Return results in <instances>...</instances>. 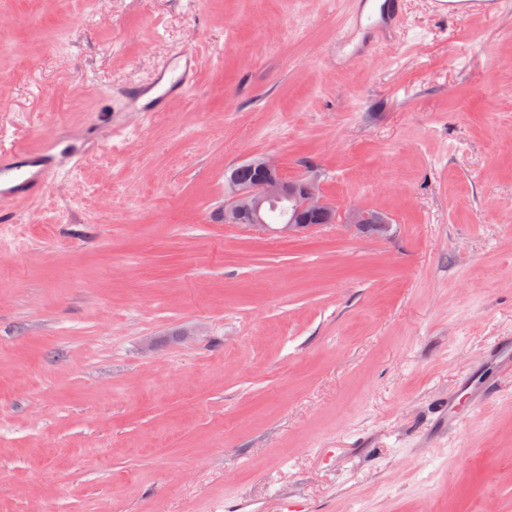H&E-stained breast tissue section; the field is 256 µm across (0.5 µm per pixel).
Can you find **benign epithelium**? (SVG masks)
<instances>
[{"label": "benign epithelium", "instance_id": "7a95c632", "mask_svg": "<svg viewBox=\"0 0 512 512\" xmlns=\"http://www.w3.org/2000/svg\"><path fill=\"white\" fill-rule=\"evenodd\" d=\"M258 177L248 184H230L220 220L260 235L294 237L332 224L350 226L363 235L384 238L392 224L380 210L351 207L345 211L311 180L289 178L273 158L255 162Z\"/></svg>", "mask_w": 512, "mask_h": 512}]
</instances>
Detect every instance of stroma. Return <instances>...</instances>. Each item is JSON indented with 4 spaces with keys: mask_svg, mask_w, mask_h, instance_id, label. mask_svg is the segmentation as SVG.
Masks as SVG:
<instances>
[{
    "mask_svg": "<svg viewBox=\"0 0 512 512\" xmlns=\"http://www.w3.org/2000/svg\"><path fill=\"white\" fill-rule=\"evenodd\" d=\"M354 10L0 0V151L78 155L0 223V512H512V13ZM257 156L391 235L217 221ZM199 56L190 49L178 51L162 64L147 84L122 87L115 96L126 105V111L154 116L164 112L173 98L187 95L195 84Z\"/></svg>",
    "mask_w": 512,
    "mask_h": 512,
    "instance_id": "1",
    "label": "stroma"
}]
</instances>
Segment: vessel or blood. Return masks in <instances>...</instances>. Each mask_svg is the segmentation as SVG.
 I'll return each instance as SVG.
<instances>
[{
  "instance_id": "b4317fda",
  "label": "vessel or blood",
  "mask_w": 512,
  "mask_h": 512,
  "mask_svg": "<svg viewBox=\"0 0 512 512\" xmlns=\"http://www.w3.org/2000/svg\"><path fill=\"white\" fill-rule=\"evenodd\" d=\"M437 16H485L512 9V0H433ZM199 64L197 53L190 49L178 51L162 64L153 80L132 84L117 90L127 111L152 116L165 111L169 102L187 95L195 84ZM70 159L69 154L22 149L0 153V222L13 220L18 206L36 197Z\"/></svg>"
}]
</instances>
